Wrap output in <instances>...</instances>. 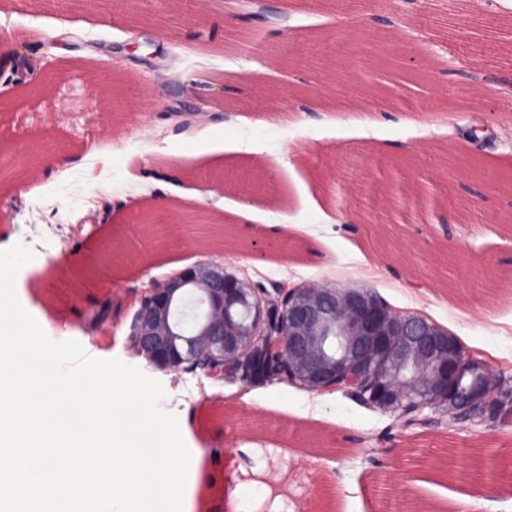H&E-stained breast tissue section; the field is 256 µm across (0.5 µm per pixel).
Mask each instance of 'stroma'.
<instances>
[{"label":"stroma","instance_id":"1","mask_svg":"<svg viewBox=\"0 0 512 512\" xmlns=\"http://www.w3.org/2000/svg\"><path fill=\"white\" fill-rule=\"evenodd\" d=\"M131 2L141 23L103 7L0 9V37H27L31 59L0 72V246L35 250L15 288L50 339L145 368L128 342L138 300L202 254L134 219L149 207L165 220L189 203L221 215L225 266L257 287L373 289L512 381V64L468 50L473 40L512 42L479 23L493 17L512 28L504 0H377L372 12L344 14L277 0L272 23L231 19L224 0L185 23L164 17L159 0ZM369 23L401 29L417 62L433 68L431 82L384 70L373 47L359 69L373 95L367 111L351 119L321 109L320 98L351 96L321 75L348 50L340 33ZM286 41L320 53L304 67L273 61ZM133 42L150 43L151 63L128 56ZM116 68L125 114L108 131L94 105L69 102L89 73ZM50 70L57 84L35 93ZM194 78L223 92L201 122L177 91ZM269 89L288 92L291 120L273 118ZM36 144L65 159L64 172L23 176ZM233 169L252 171L254 186L222 191L218 178ZM51 202L65 230L45 252ZM241 207L264 220L240 219ZM256 238L269 243L258 259L245 253ZM158 379L165 409L186 419L196 489H216L194 512H456V497L475 487L486 501L480 512H512V428L433 423L395 437L376 468L370 459L389 419L341 394L201 374ZM202 405L223 412L204 433L193 418ZM492 451L501 465L491 475Z\"/></svg>","mask_w":512,"mask_h":512}]
</instances>
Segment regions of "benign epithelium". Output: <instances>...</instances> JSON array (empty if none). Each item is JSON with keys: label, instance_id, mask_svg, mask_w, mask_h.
<instances>
[{"label": "benign epithelium", "instance_id": "7a95c632", "mask_svg": "<svg viewBox=\"0 0 512 512\" xmlns=\"http://www.w3.org/2000/svg\"><path fill=\"white\" fill-rule=\"evenodd\" d=\"M330 77L336 84L359 79L347 64ZM205 215L177 214L172 223L205 237ZM128 339L134 355L165 374L200 372L249 386L244 358L255 353L270 359L274 380L313 394L369 385L375 408L390 418L417 399L428 420L463 414L466 423L482 424L493 405L512 424V388L490 365L448 330L394 311L366 288H255L208 256L145 289Z\"/></svg>", "mask_w": 512, "mask_h": 512}]
</instances>
